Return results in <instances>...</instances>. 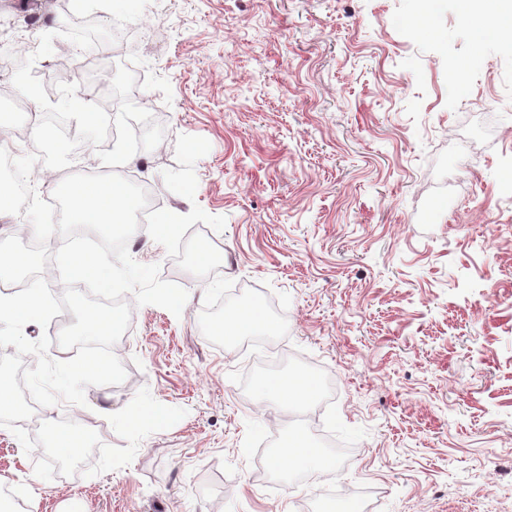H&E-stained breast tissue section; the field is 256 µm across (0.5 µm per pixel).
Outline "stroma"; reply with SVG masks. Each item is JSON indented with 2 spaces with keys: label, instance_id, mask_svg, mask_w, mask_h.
<instances>
[{
  "label": "stroma",
  "instance_id": "obj_1",
  "mask_svg": "<svg viewBox=\"0 0 512 512\" xmlns=\"http://www.w3.org/2000/svg\"><path fill=\"white\" fill-rule=\"evenodd\" d=\"M462 0H150L142 18L71 76L116 112L106 64L165 129L120 168L152 189L182 235L133 234L132 257L188 293L181 316L135 306L114 354L127 376L24 421L70 419L104 444L141 388L185 409L130 464L34 474L0 427V486L26 512H312L327 476L272 482L247 460V421L270 435L293 414L229 374L298 357L324 369L343 423L366 436L337 476L364 512H512V34L464 22ZM57 0H0V87L25 55L17 33L68 45ZM215 253L207 268L197 251ZM259 309L272 330L212 337L208 314Z\"/></svg>",
  "mask_w": 512,
  "mask_h": 512
}]
</instances>
